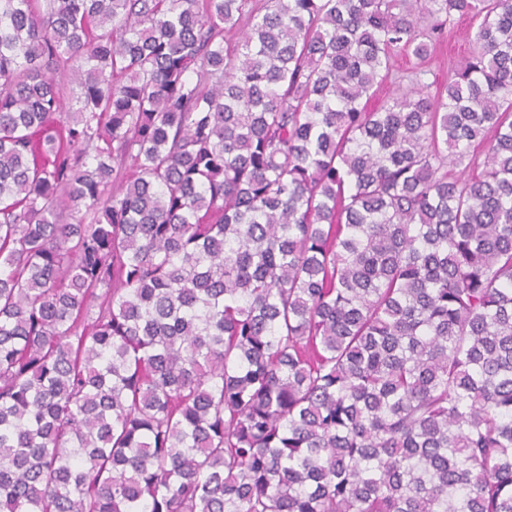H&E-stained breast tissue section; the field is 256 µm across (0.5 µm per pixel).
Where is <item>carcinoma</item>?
<instances>
[{"instance_id":"cac0c4a2","label":"carcinoma","mask_w":512,"mask_h":512,"mask_svg":"<svg viewBox=\"0 0 512 512\" xmlns=\"http://www.w3.org/2000/svg\"><path fill=\"white\" fill-rule=\"evenodd\" d=\"M0 512H512V0H0ZM470 39V20L455 16L450 25L446 24L444 37L436 43L432 55L425 61L406 51H395L392 73L379 89L377 98H387L399 91L419 87L414 81L415 73L419 71H425L421 76L422 82L429 84L428 91L435 94L448 84L454 66L470 52Z\"/></svg>"}]
</instances>
